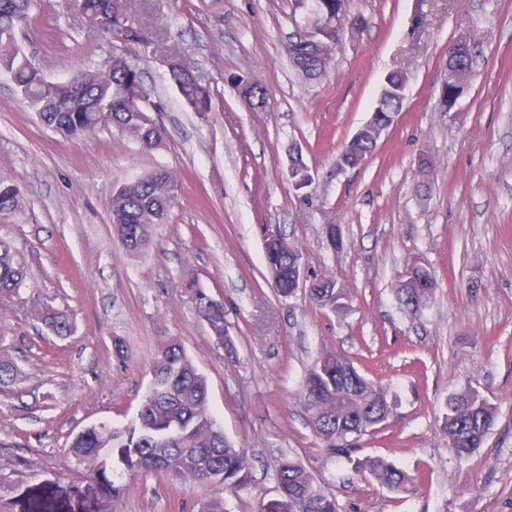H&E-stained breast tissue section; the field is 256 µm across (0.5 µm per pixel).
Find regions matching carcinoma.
I'll use <instances>...</instances> for the list:
<instances>
[{
    "label": "carcinoma",
    "mask_w": 512,
    "mask_h": 512,
    "mask_svg": "<svg viewBox=\"0 0 512 512\" xmlns=\"http://www.w3.org/2000/svg\"><path fill=\"white\" fill-rule=\"evenodd\" d=\"M132 0H80L79 12L89 31L115 48L112 59L101 68L82 69L64 81H50L36 67L20 45V25L29 19L36 0H0V73L12 79L18 94L36 112L40 121L64 137L89 136L112 128L144 151L164 147L162 125L152 116L165 111L164 103L153 97L143 79L139 49L150 42L143 30L130 24ZM313 27L308 38L292 34L288 56L295 73L306 80L321 78L342 43L346 27L336 25L343 15L359 29L364 16L353 13L349 0H314ZM169 81L184 106L201 116L215 111L217 90L209 78L197 74V66L179 53L164 58ZM472 55L462 60L456 79L441 89V95L455 103L466 83ZM377 100L373 126L349 140L336 156L337 167L363 165L378 145L376 127L386 124L393 112H400L405 97L407 74L394 71ZM244 96L263 105L267 90L245 76L236 78ZM176 181L171 173L154 168L134 181L123 184L110 202L113 230L126 251L139 255L152 244L153 226L166 223L176 199ZM20 191L0 182V216L6 218L22 208ZM299 251L284 238L267 246L265 262L277 293L295 294ZM414 278L401 283L399 300L418 310L429 299L435 280L417 262L409 264ZM26 285L25 264L11 242L0 238V297H10ZM310 301L321 311L334 315L347 308V294L336 278L324 276L309 281L305 288ZM198 308L205 320L224 333V312L213 306L205 292L198 293ZM155 387L145 397L136 427L118 433L112 427L94 424L77 433L69 451L88 463L87 478L102 476L95 466L101 452L115 448L129 470L160 472L175 482H206L222 478L231 494L243 489L250 478V458L245 448L235 447L224 435L210 411L209 383L185 351L179 339L160 343L152 359ZM299 399L307 410L316 437L323 447L347 460L354 472L376 482L391 493L414 490L425 476L411 473L383 457L355 458V444L369 430L385 424L394 414L395 403L387 391L367 378L351 359L335 348L322 349L309 366L301 384ZM496 419V408L473 389L448 398L442 431L459 460L469 459L482 447ZM278 495L258 503L257 512H338L336 498L317 486L312 473L291 456L279 457L275 466ZM53 499L41 494L28 503V512H55Z\"/></svg>",
    "instance_id": "1"
}]
</instances>
